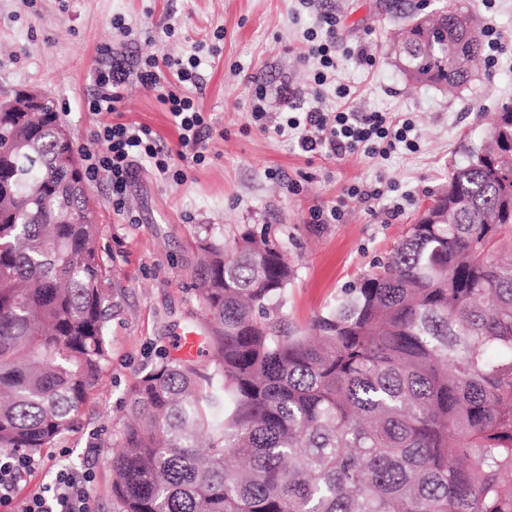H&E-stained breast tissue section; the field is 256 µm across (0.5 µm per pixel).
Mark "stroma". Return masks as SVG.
I'll list each match as a JSON object with an SVG mask.
<instances>
[{"mask_svg": "<svg viewBox=\"0 0 512 512\" xmlns=\"http://www.w3.org/2000/svg\"><path fill=\"white\" fill-rule=\"evenodd\" d=\"M445 0H0V90L37 88L49 94L77 149L92 146L96 122L84 102L94 91L103 44L127 66L148 53L179 56L194 44H218L204 65L206 86L199 106L218 132L205 163L182 162L184 182H167L138 168L127 188V206L138 218L127 223L112 210L106 177L89 183L99 244L112 267L105 284L109 356L102 385L89 398L74 431L53 447L35 451L50 460L69 449L74 471L91 470L90 493L98 512H122L112 495V454L121 443L127 394L144 370L171 355L186 326H200L203 308L191 277L196 245L205 235L231 242L244 224L269 226L286 242L296 272L283 309L288 323L307 324L337 293L386 258L411 224L448 183L464 149L483 140L495 112L512 104V0H459L480 26H494L502 51L496 66L478 62L467 88L448 94L408 82L390 53V34L407 13L435 10ZM335 13L342 40L335 76L319 86L313 68L299 58L304 30L319 13ZM132 27L123 37L113 17ZM174 36H165L166 26ZM223 28V41L213 32ZM375 58L361 66L358 50ZM267 88V109L283 110L277 90L287 82L305 105L357 112H387L412 119L420 149L377 161L354 154L303 152L295 140L251 126L255 83ZM349 89L338 97L337 85ZM126 123L149 126L162 143L177 132L156 92L128 86L120 108ZM373 184L378 200L348 196L353 185ZM403 210L392 215L394 203ZM341 206L335 224H315L314 209Z\"/></svg>", "mask_w": 512, "mask_h": 512, "instance_id": "35a3bbf8", "label": "stroma"}]
</instances>
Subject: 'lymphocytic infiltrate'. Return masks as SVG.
Wrapping results in <instances>:
<instances>
[{
    "label": "lymphocytic infiltrate",
    "mask_w": 512,
    "mask_h": 512,
    "mask_svg": "<svg viewBox=\"0 0 512 512\" xmlns=\"http://www.w3.org/2000/svg\"><path fill=\"white\" fill-rule=\"evenodd\" d=\"M319 24L325 28L327 39L318 41L316 32L307 31L302 59L316 61L313 81L322 85L338 66V21L335 15L326 12L321 15ZM100 52L103 62L95 73L96 89L84 102L88 112L101 119L94 132L97 147L85 152L86 175L93 181L99 173H106L112 208L121 211L126 206L127 186L140 166H149L160 178L180 183L186 178L181 161L204 163L213 124L197 104V95L204 86L203 60L197 54L161 57L149 53L142 56L137 68L132 70L114 56L111 46L101 47ZM133 77L146 89L157 92L166 106L178 133L175 146L161 147L149 127L112 121L111 116L118 112L126 85ZM280 95L287 99L288 105L286 111L275 117L266 108L265 87L256 85L250 120L259 130L272 127L277 133L297 136L303 151L324 149L341 159L360 151L386 158L400 147L411 153L419 149L418 133L411 119L396 120L386 112L308 108L288 84L281 85ZM36 466L35 459L24 452H0V512H95L87 488L93 480L92 472L78 475L64 466L53 469L51 479L38 490L19 498V473L34 470Z\"/></svg>",
    "instance_id": "lymphocytic-infiltrate-1"
}]
</instances>
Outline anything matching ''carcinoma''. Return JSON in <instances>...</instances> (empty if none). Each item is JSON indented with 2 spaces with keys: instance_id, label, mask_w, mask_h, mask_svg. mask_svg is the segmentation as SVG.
I'll use <instances>...</instances> for the list:
<instances>
[{
  "instance_id": "1",
  "label": "carcinoma",
  "mask_w": 512,
  "mask_h": 512,
  "mask_svg": "<svg viewBox=\"0 0 512 512\" xmlns=\"http://www.w3.org/2000/svg\"><path fill=\"white\" fill-rule=\"evenodd\" d=\"M396 40L406 79L450 93L482 42L447 0ZM54 112L0 123V448H50L99 388L110 273ZM387 258L304 326L268 228L198 241L208 367L164 358L128 394L123 512H512V106Z\"/></svg>"
}]
</instances>
